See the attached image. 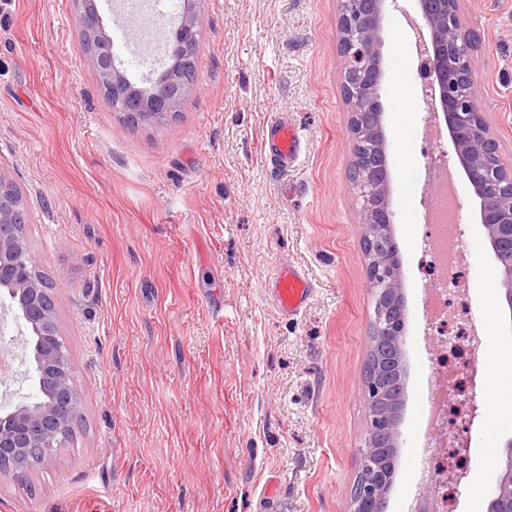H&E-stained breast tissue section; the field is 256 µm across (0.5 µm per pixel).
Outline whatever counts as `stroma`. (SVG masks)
<instances>
[{
	"label": "stroma",
	"mask_w": 512,
	"mask_h": 512,
	"mask_svg": "<svg viewBox=\"0 0 512 512\" xmlns=\"http://www.w3.org/2000/svg\"><path fill=\"white\" fill-rule=\"evenodd\" d=\"M177 0H96L115 63L152 73ZM338 0H202L196 79L179 115L130 128L104 101L72 0H0V174L31 204L27 247L57 287L82 402L74 438L27 483L0 476V512H348L368 427L364 367L373 313L337 64ZM478 37L481 110L512 160V0H461ZM382 54L394 236L408 308L404 446L388 512L429 497L424 476L434 334L420 261L421 185L435 160L461 176L444 125L417 107L414 37L390 10ZM304 136L277 170L262 130ZM461 274L479 325L468 426L473 463L456 512H486L512 437V312L472 191L461 203ZM283 264L313 285L281 314L265 282ZM0 293L12 339L0 407L33 401L28 329Z\"/></svg>",
	"instance_id": "obj_1"
}]
</instances>
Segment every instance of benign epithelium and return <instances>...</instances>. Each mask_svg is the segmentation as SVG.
<instances>
[{"label": "benign epithelium", "instance_id": "benign-epithelium-1", "mask_svg": "<svg viewBox=\"0 0 512 512\" xmlns=\"http://www.w3.org/2000/svg\"><path fill=\"white\" fill-rule=\"evenodd\" d=\"M389 0H340L337 55L348 99V131L353 150L352 180L359 202L367 282L374 299L370 336L375 371L365 381L368 434L360 449V470L351 492L350 512H387L401 452L400 417L407 368V312L401 283V258L390 207L391 181L384 102L390 95L381 52ZM460 0H416L419 18H410L416 48L428 55L431 81L422 86L423 111L445 123L455 155L479 203L481 224L500 271L496 288L512 312V169L489 159L499 149L482 112H474L473 75L477 47L464 29ZM201 0H182L176 42L192 61L198 44ZM81 34L93 43L89 64L99 82L122 89L123 109L134 116L166 119L188 93L164 72L148 88L117 69L112 37L95 0H75ZM27 207L14 183L0 175V291L27 325L25 348L39 381L49 385L46 401L0 410V463L15 480L30 477L24 461L36 450L52 456L65 430L82 414V400L71 379V365L60 338L53 289L37 276L25 239L17 231ZM504 468L488 499L487 512H512V438L504 443Z\"/></svg>", "mask_w": 512, "mask_h": 512}]
</instances>
